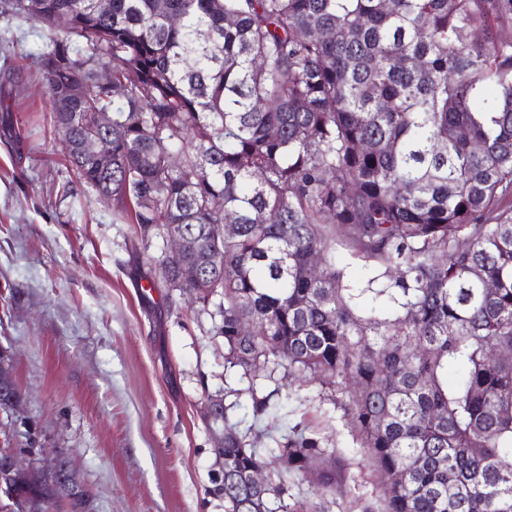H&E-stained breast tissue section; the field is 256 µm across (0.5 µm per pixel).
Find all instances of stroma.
<instances>
[{
  "mask_svg": "<svg viewBox=\"0 0 512 512\" xmlns=\"http://www.w3.org/2000/svg\"><path fill=\"white\" fill-rule=\"evenodd\" d=\"M44 41L0 0V74L22 76L0 112V345L26 401L21 417L0 416V448L47 468L65 458L83 512H224L222 431L205 417L223 397L255 447L301 424L342 453L350 478L326 512L381 506L380 477L319 386L225 367L223 294L203 305L167 287L166 240L141 238L77 180L39 81ZM252 383L279 389L276 418L254 415Z\"/></svg>",
  "mask_w": 512,
  "mask_h": 512,
  "instance_id": "stroma-1",
  "label": "stroma"
}]
</instances>
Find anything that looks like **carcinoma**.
I'll use <instances>...</instances> for the list:
<instances>
[{
    "mask_svg": "<svg viewBox=\"0 0 512 512\" xmlns=\"http://www.w3.org/2000/svg\"><path fill=\"white\" fill-rule=\"evenodd\" d=\"M95 4L12 0L45 31L59 140L112 113L111 171L67 150L80 182L144 238L174 225L199 241L160 260L170 287L193 291L187 264L223 282L225 364L320 384L385 483L363 512H512V358L497 355L512 351V0ZM230 215L224 253H207ZM338 247L376 272L367 286L346 281ZM279 391L251 389L254 413ZM229 410L225 512H319L284 504L288 480L322 499L346 482L316 435L267 454Z\"/></svg>",
    "mask_w": 512,
    "mask_h": 512,
    "instance_id": "1",
    "label": "carcinoma"
}]
</instances>
